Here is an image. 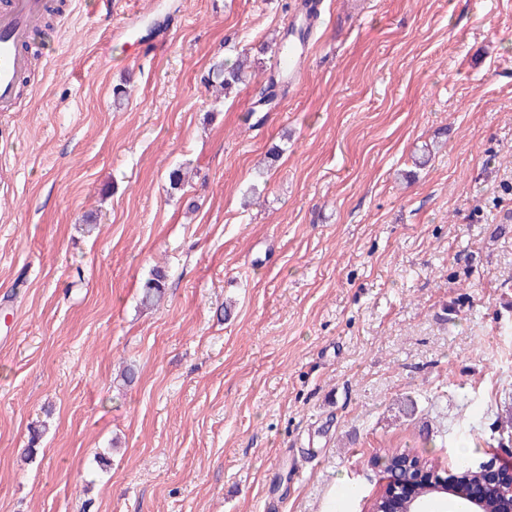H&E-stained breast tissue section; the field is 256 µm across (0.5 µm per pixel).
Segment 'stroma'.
I'll return each instance as SVG.
<instances>
[{"instance_id": "stroma-1", "label": "stroma", "mask_w": 512, "mask_h": 512, "mask_svg": "<svg viewBox=\"0 0 512 512\" xmlns=\"http://www.w3.org/2000/svg\"><path fill=\"white\" fill-rule=\"evenodd\" d=\"M62 2L0 115V512H367L387 450L512 460V0H325L276 112L295 0ZM250 65H248V57H241L236 63L224 68L221 64L218 68L213 69L207 76V81L211 86L215 81L218 85H214L216 92L223 93L224 96L231 93L239 84L244 83L248 78ZM211 78V79H210ZM166 274L164 270H154L152 277L149 278L144 287L141 302L145 307L154 306L161 300L163 289L165 288Z\"/></svg>"}]
</instances>
